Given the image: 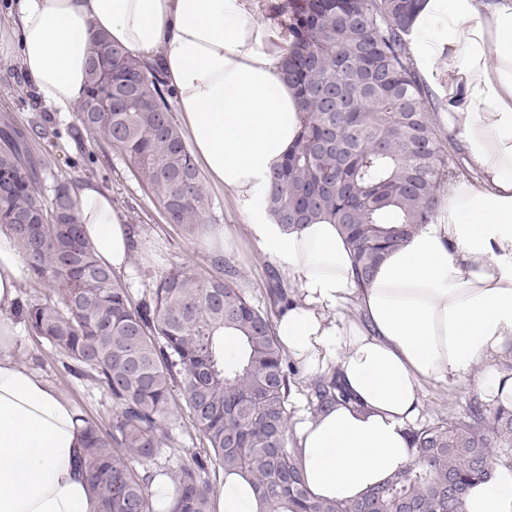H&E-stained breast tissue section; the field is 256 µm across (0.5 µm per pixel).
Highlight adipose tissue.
Returning <instances> with one entry per match:
<instances>
[{"label": "adipose tissue", "instance_id": "ef3b65f1", "mask_svg": "<svg viewBox=\"0 0 512 512\" xmlns=\"http://www.w3.org/2000/svg\"><path fill=\"white\" fill-rule=\"evenodd\" d=\"M16 40L29 80L60 115L86 92L91 37L101 32L159 60L197 166L228 192L251 238L297 285L273 323L286 353L337 373L346 405L294 425L306 485L344 501L415 459L408 432L424 384L471 379L512 407V0H422L410 27L414 67L444 80L442 126L469 171L450 180L428 223L358 286L344 234L327 221L288 232L267 207L268 175L294 144L300 114L281 75L287 45L248 0H16ZM85 240L116 270L130 238L112 197L86 181L72 192ZM29 281L0 230V512H96L77 457V407L14 349ZM216 512H257L246 479L222 478ZM467 512H512V466L472 486Z\"/></svg>", "mask_w": 512, "mask_h": 512}]
</instances>
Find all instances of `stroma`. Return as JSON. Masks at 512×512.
Here are the masks:
<instances>
[{
  "label": "stroma",
  "mask_w": 512,
  "mask_h": 512,
  "mask_svg": "<svg viewBox=\"0 0 512 512\" xmlns=\"http://www.w3.org/2000/svg\"><path fill=\"white\" fill-rule=\"evenodd\" d=\"M10 0H0V118L8 117L14 124L28 128L45 125L53 128L54 136L31 137L32 153L45 160L42 182L45 190H53L61 182L72 185L85 180L96 181L108 190L124 223L142 230L140 242L130 256L131 274L126 280L134 297H141L152 281L172 265L187 264L208 269L212 254L202 237L191 235L165 223L156 204L147 197L130 176L127 163L107 142L79 130L75 117L60 118L39 99L17 52L10 33ZM213 209L209 223L223 225L226 233L224 256L236 266L240 288L246 290L254 303L269 308L273 300L269 294L272 277L278 274L275 260L265 254L250 239L246 225L230 195L218 188H210ZM20 363L38 369L56 388L65 393L85 414L108 422L112 415V398L102 386L69 375L62 360L48 346L35 342L31 336H22L16 348ZM477 395L471 389H448L426 386L422 423L438 420L453 421L468 413ZM170 439L158 469L175 467L184 449L200 448L199 435L190 424L186 413H179L169 422Z\"/></svg>",
  "instance_id": "35a3bbf8"
}]
</instances>
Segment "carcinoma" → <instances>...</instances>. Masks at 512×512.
<instances>
[{"label":"carcinoma","mask_w":512,"mask_h":512,"mask_svg":"<svg viewBox=\"0 0 512 512\" xmlns=\"http://www.w3.org/2000/svg\"><path fill=\"white\" fill-rule=\"evenodd\" d=\"M421 0H281L274 6L291 43L283 79L295 91L301 127L271 170L267 205L288 230L328 220L341 227L358 285L430 222L454 160L435 126L408 34ZM161 69L106 36H93L80 127L129 163L166 223L197 235L212 200L177 123ZM31 133L0 123V228L9 231L30 281L52 296L27 298L18 314L70 374L112 396L104 426L87 417L84 467L97 512H153L150 464L165 424L188 412L208 452L163 471L176 486L169 512H212L219 472L249 477L259 512H465L476 481L512 464V410L492 423L470 408L451 423L410 431L414 462L362 496L320 500L305 485L290 444V364L273 310L237 287L225 258L201 272L181 264L133 297L99 263L73 214L71 189L45 197ZM235 334L227 354L224 334ZM315 411L346 398L336 376L316 380Z\"/></svg>","instance_id":"1"}]
</instances>
